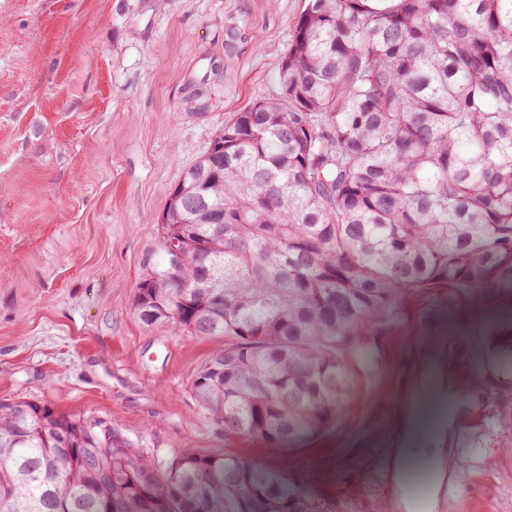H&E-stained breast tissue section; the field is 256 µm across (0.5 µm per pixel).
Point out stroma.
Returning <instances> with one entry per match:
<instances>
[{
  "label": "stroma",
  "mask_w": 512,
  "mask_h": 512,
  "mask_svg": "<svg viewBox=\"0 0 512 512\" xmlns=\"http://www.w3.org/2000/svg\"><path fill=\"white\" fill-rule=\"evenodd\" d=\"M305 0H0V398L111 424L158 467L232 455L277 471L281 448L229 437L191 391L224 344L142 321L163 269L168 196L235 112L276 95ZM429 315V325L419 322ZM479 334L488 379L443 453L462 466L437 512H512V292L407 306L365 334L373 382L341 423L295 453L291 476L325 512H405L374 460L399 440L421 360Z\"/></svg>",
  "instance_id": "stroma-1"
}]
</instances>
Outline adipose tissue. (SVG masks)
Here are the masks:
<instances>
[{"mask_svg":"<svg viewBox=\"0 0 512 512\" xmlns=\"http://www.w3.org/2000/svg\"><path fill=\"white\" fill-rule=\"evenodd\" d=\"M437 369L434 357L429 356L422 361L414 377L412 399L401 410L402 449L397 477L402 482L407 480L411 463L420 454L418 442L423 440L430 445L441 443L446 432L452 430L457 420L456 414L441 413L437 416L436 425H428L426 414L417 404L418 399L430 395L440 400H449L455 405L462 401L463 395L453 377L438 374Z\"/></svg>","mask_w":512,"mask_h":512,"instance_id":"obj_1","label":"adipose tissue"}]
</instances>
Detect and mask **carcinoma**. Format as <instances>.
Here are the masks:
<instances>
[{
    "label": "carcinoma",
    "mask_w": 512,
    "mask_h": 512,
    "mask_svg": "<svg viewBox=\"0 0 512 512\" xmlns=\"http://www.w3.org/2000/svg\"><path fill=\"white\" fill-rule=\"evenodd\" d=\"M163 228L183 287L150 325L222 336L192 392L227 436L292 454L367 387L362 332L435 292H512V0H307L279 91L224 122ZM0 400L9 512H323L315 492L235 457L157 466L98 424ZM71 423L69 443L55 430ZM93 458L112 482L86 479Z\"/></svg>",
    "instance_id": "obj_1"
}]
</instances>
